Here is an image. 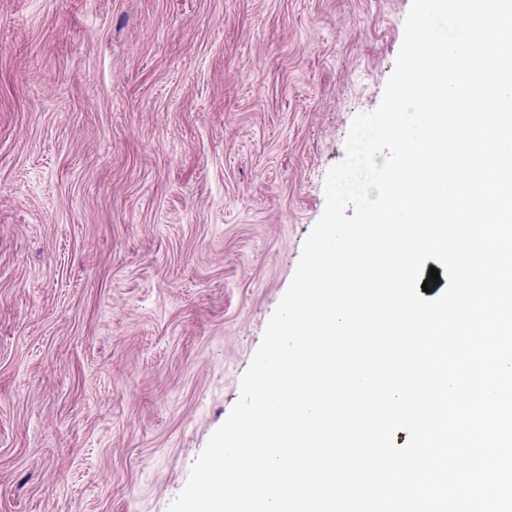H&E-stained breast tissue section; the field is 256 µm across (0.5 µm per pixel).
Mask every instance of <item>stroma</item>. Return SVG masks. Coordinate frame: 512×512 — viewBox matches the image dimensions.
<instances>
[{
	"label": "stroma",
	"mask_w": 512,
	"mask_h": 512,
	"mask_svg": "<svg viewBox=\"0 0 512 512\" xmlns=\"http://www.w3.org/2000/svg\"><path fill=\"white\" fill-rule=\"evenodd\" d=\"M411 0H0V512H167Z\"/></svg>",
	"instance_id": "1"
}]
</instances>
